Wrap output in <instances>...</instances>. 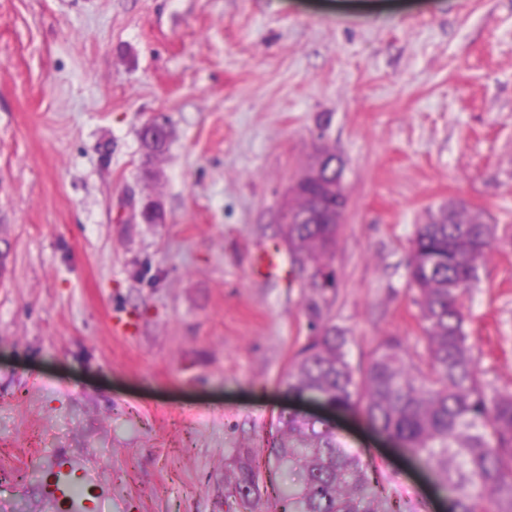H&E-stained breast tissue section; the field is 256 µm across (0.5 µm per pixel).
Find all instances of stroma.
Masks as SVG:
<instances>
[{"label":"stroma","mask_w":512,"mask_h":512,"mask_svg":"<svg viewBox=\"0 0 512 512\" xmlns=\"http://www.w3.org/2000/svg\"><path fill=\"white\" fill-rule=\"evenodd\" d=\"M336 2L0 0V512H54L60 457L96 475L98 512H237L226 454L288 412L447 512L364 416L287 391L311 272L279 212L316 147L342 160L330 313L356 365L423 343L417 225L483 210L507 234L468 330L512 389V0ZM150 199L161 223L131 216Z\"/></svg>","instance_id":"35a3bbf8"}]
</instances>
